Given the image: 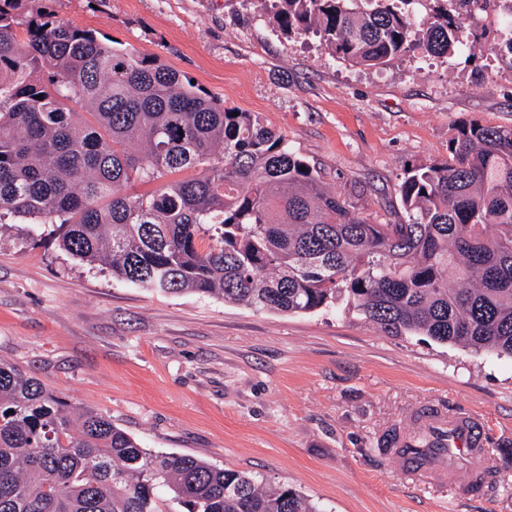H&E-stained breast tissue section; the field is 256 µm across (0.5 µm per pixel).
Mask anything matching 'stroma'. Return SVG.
Here are the masks:
<instances>
[{
  "mask_svg": "<svg viewBox=\"0 0 512 512\" xmlns=\"http://www.w3.org/2000/svg\"><path fill=\"white\" fill-rule=\"evenodd\" d=\"M56 19L156 54L225 106L259 113L373 223L404 218L407 169L448 157L463 123L512 126L501 15L466 18L462 51L383 68L285 34L264 0H35ZM0 358L156 452L295 488L321 512H512V359L392 336L344 304L256 311L113 278L51 224H0ZM426 402L486 422L496 478L415 485L380 439Z\"/></svg>",
  "mask_w": 512,
  "mask_h": 512,
  "instance_id": "stroma-1",
  "label": "stroma"
}]
</instances>
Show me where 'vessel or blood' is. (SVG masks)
Here are the masks:
<instances>
[{
	"label": "vessel or blood",
	"instance_id": "1",
	"mask_svg": "<svg viewBox=\"0 0 512 512\" xmlns=\"http://www.w3.org/2000/svg\"><path fill=\"white\" fill-rule=\"evenodd\" d=\"M414 431L389 430L384 451L406 476L417 482H453L460 464L468 466L472 490L486 487L494 477L487 460L484 420L470 412L438 404L415 409Z\"/></svg>",
	"mask_w": 512,
	"mask_h": 512
}]
</instances>
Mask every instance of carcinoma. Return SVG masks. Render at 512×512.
<instances>
[{
    "instance_id": "carcinoma-1",
    "label": "carcinoma",
    "mask_w": 512,
    "mask_h": 512,
    "mask_svg": "<svg viewBox=\"0 0 512 512\" xmlns=\"http://www.w3.org/2000/svg\"><path fill=\"white\" fill-rule=\"evenodd\" d=\"M0 0V222L148 290L309 313L344 299L393 336L512 358V126L462 124L374 224L253 112L155 55ZM285 33L380 67L467 46L459 12L412 0H269ZM42 99H37V96ZM153 184L145 193L127 186ZM319 512L291 487L155 454L0 359V512Z\"/></svg>"
}]
</instances>
